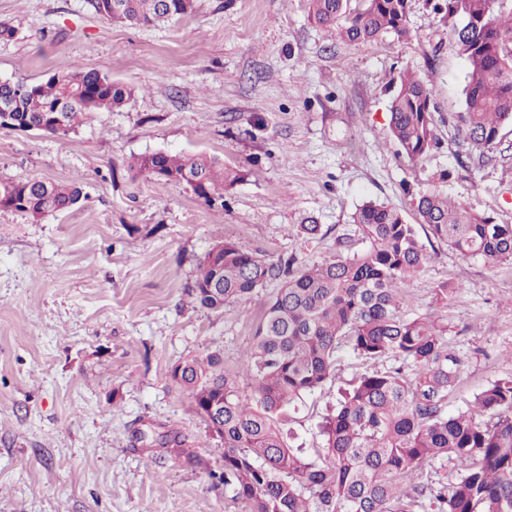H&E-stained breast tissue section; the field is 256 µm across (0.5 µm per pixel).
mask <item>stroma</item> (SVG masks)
<instances>
[{
    "label": "stroma",
    "mask_w": 512,
    "mask_h": 512,
    "mask_svg": "<svg viewBox=\"0 0 512 512\" xmlns=\"http://www.w3.org/2000/svg\"><path fill=\"white\" fill-rule=\"evenodd\" d=\"M409 36L368 43L329 35L308 0H196L158 26L112 23L86 0H0V80L43 81L72 66L133 88L113 112L66 135L0 127V180L81 188L80 207L38 219L0 209V512H244L214 477L224 447L170 378L178 361L218 349L234 365L257 306L214 312L190 293L203 253L232 240L305 265L366 244L351 216L373 201L414 220L437 191L512 224V124L481 169L457 160L465 61L431 0H408ZM433 88L440 145L419 160L388 135L398 75ZM207 154L246 176L209 205L184 185L145 179L132 157ZM320 226L306 238V219ZM409 285L406 314L446 319L464 408L512 376V261L464 258L435 243ZM460 290L447 301L443 282ZM340 351L334 378L296 412L295 442L361 373ZM180 432L199 463L159 453L137 431Z\"/></svg>",
    "instance_id": "35a3bbf8"
}]
</instances>
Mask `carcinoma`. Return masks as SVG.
<instances>
[{
    "instance_id": "cac0c4a2",
    "label": "carcinoma",
    "mask_w": 512,
    "mask_h": 512,
    "mask_svg": "<svg viewBox=\"0 0 512 512\" xmlns=\"http://www.w3.org/2000/svg\"><path fill=\"white\" fill-rule=\"evenodd\" d=\"M88 0L98 16L148 26L192 13L195 0ZM309 18L344 40L367 43L385 33L406 36L408 0H308ZM500 0H455L434 6L465 56L463 111L456 135L468 157L486 162L501 128L512 123V12ZM133 89L94 70L64 68L48 79L0 81V102L27 130L68 134L83 118L124 105ZM428 82L406 69L389 107V137L415 160L438 145ZM62 114L63 126L52 123ZM157 182L186 172L194 194L210 203L244 178L203 154L154 152L132 165ZM80 188L38 178L0 181V208L38 218L69 211ZM418 224L464 258L512 260V225L498 224L438 193L415 199ZM368 247L321 263L293 267L235 241L224 264L210 246L192 289L203 308L260 301L253 343L235 367L217 350L176 363L171 380L191 399L207 427L221 435L215 475L246 512H512V377L489 382L466 407L448 414L461 359L448 348L447 324L401 313L407 286L433 259L415 225L396 208L367 202L352 216ZM277 282L270 296L260 291ZM364 364L388 358L401 366L365 372L343 389L319 424L317 448H294L291 412L336 371L337 353ZM166 450L183 446L168 430L151 438ZM452 460L458 475L420 483L435 464Z\"/></svg>"
}]
</instances>
